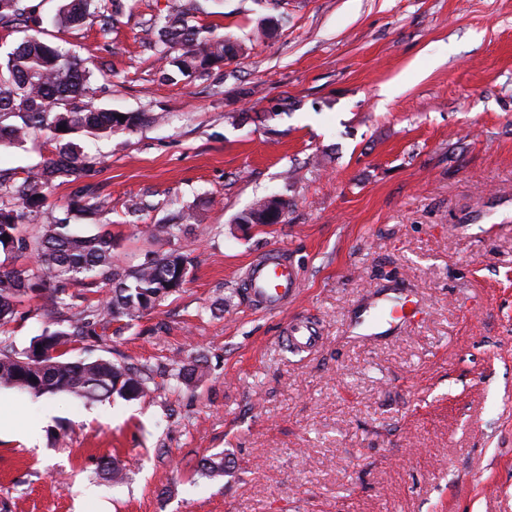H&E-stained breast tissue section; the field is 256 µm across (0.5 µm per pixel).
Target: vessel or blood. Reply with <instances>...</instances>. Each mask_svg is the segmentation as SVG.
Masks as SVG:
<instances>
[{
	"instance_id": "b4317fda",
	"label": "vessel or blood",
	"mask_w": 512,
	"mask_h": 512,
	"mask_svg": "<svg viewBox=\"0 0 512 512\" xmlns=\"http://www.w3.org/2000/svg\"><path fill=\"white\" fill-rule=\"evenodd\" d=\"M244 286L259 308L283 311L299 291L298 271L282 251L276 250L247 267ZM286 336L289 346L296 350L310 349L318 343L314 328L300 318L288 321Z\"/></svg>"
}]
</instances>
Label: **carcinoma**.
<instances>
[{"instance_id": "carcinoma-1", "label": "carcinoma", "mask_w": 512, "mask_h": 512, "mask_svg": "<svg viewBox=\"0 0 512 512\" xmlns=\"http://www.w3.org/2000/svg\"><path fill=\"white\" fill-rule=\"evenodd\" d=\"M201 11L200 0H183L155 21L154 50L162 77L171 69L202 76L244 54L245 41L195 23ZM120 13L117 0L107 4L103 0H63L51 17L41 14L34 0H0V31L7 36L24 33L0 53V146L21 145L33 131L47 133L56 143L54 156L23 176L0 174V250L16 258H36L34 272L0 264V328L14 320L15 303L30 293L38 294L44 306L58 308L66 304L67 290L77 284L109 286L105 298L87 305L67 328L44 330L20 352L6 344L0 346V387L37 397L68 395L91 402L118 395L134 400L163 390L164 383L155 381L165 375L163 366L147 371L105 357L73 360L69 354L79 345L101 340L98 330L112 322L155 308L182 288L191 273V261L176 248L117 269L112 262L115 236L108 230L81 235L66 216L41 225L34 237L24 233V225L35 223L55 187L96 172V162L80 145L79 137L133 133L160 119L154 112L130 111L121 120L117 111L90 106L85 99L98 90L93 69L41 37L47 23L59 29L95 24L108 32L118 23ZM74 209L99 218L108 212L106 201L83 189L69 196L64 211ZM267 209L268 199L261 197L236 223L272 224L275 217L266 215ZM194 220V212L182 210L153 225L152 236L175 243ZM225 468L222 452L206 456L198 464L204 478H220ZM99 469L103 479L121 481L127 464L104 458Z\"/></svg>"}]
</instances>
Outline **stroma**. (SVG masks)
Returning a JSON list of instances; mask_svg holds the SVG:
<instances>
[{"mask_svg": "<svg viewBox=\"0 0 512 512\" xmlns=\"http://www.w3.org/2000/svg\"><path fill=\"white\" fill-rule=\"evenodd\" d=\"M178 2L122 0L107 35L50 30L111 67L92 105L165 121L85 139L95 174L57 187L27 231L89 187L124 267L164 252L148 225L197 207L183 288L73 356L200 358L204 375L138 400L0 389V413L42 425L34 446L0 438V512H512V0H210L199 23L247 55L164 82L149 26ZM270 15L287 22L266 38ZM54 151L35 133L0 147V170ZM268 194L290 200L283 222L240 229ZM272 249L301 274L284 312L255 309L243 286ZM376 296L423 312L359 339ZM97 299L76 288L45 309L28 295L0 336L23 350ZM297 313L313 350L282 340ZM218 452L223 478L196 475ZM105 457L131 461L123 484L100 478Z\"/></svg>", "mask_w": 512, "mask_h": 512, "instance_id": "1", "label": "stroma"}]
</instances>
